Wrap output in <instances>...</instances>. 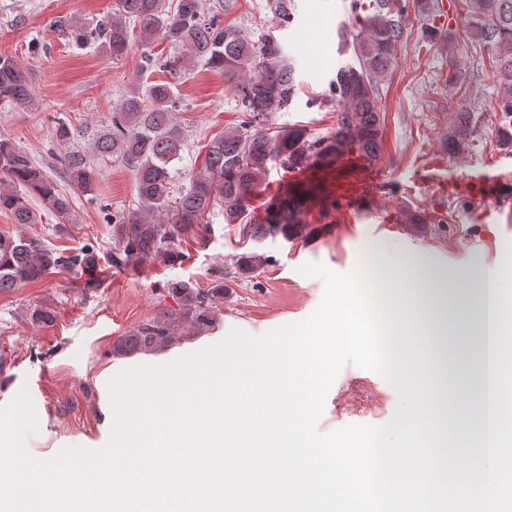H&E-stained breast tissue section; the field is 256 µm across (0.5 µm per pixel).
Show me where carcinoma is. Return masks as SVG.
Segmentation results:
<instances>
[{
	"label": "carcinoma",
	"mask_w": 512,
	"mask_h": 512,
	"mask_svg": "<svg viewBox=\"0 0 512 512\" xmlns=\"http://www.w3.org/2000/svg\"><path fill=\"white\" fill-rule=\"evenodd\" d=\"M471 25L463 41L473 49L497 47L493 77L504 94L498 111L512 117V0H461ZM205 12V0H114L112 11L96 23L76 18L57 20L56 30L78 46H96L116 60L130 47L142 46L137 74L162 69L175 78L198 64L224 74L243 113L239 125L210 139L202 166L180 186L179 169L187 147L184 129L175 112L181 102L171 82L135 89L112 112L110 123L96 135L92 151L98 158L120 161L135 178V204L105 214L112 233L108 264L139 268L163 257L176 262L179 246L188 237L210 229V217L221 214L226 224L243 225L254 241L269 236L293 239L307 229L300 215L308 193L292 198L277 196L266 206L263 224L243 223L248 203L263 187L274 167L299 168L310 161L336 164L351 151L371 163L378 157L382 83L390 76L404 41L410 8L427 17L430 0H352L351 25L356 30L352 49L356 63L341 66L331 84L332 101L341 108L336 131L324 136L294 126L272 125L277 113L288 109L297 95L295 71L279 40L265 33L257 37L224 24L221 8ZM269 9L286 23L293 15V0H270ZM158 36L174 51L161 60L148 52ZM35 106L27 72L12 56L0 55V106ZM64 178L70 186L94 194L98 173L91 159L72 152L64 158ZM67 219L70 197L46 176L22 149L0 139V211L11 215L15 230L0 234V293L11 292L54 273H66L84 287L99 282L100 248L88 241L70 252H58L26 232L38 223L33 202ZM269 258L242 253L237 271L252 276ZM227 286L217 281L200 288L189 280H174L166 292L178 306L167 308L129 335L115 351L124 354L161 350L174 342L179 324L202 332L217 323Z\"/></svg>",
	"instance_id": "cac0c4a2"
}]
</instances>
